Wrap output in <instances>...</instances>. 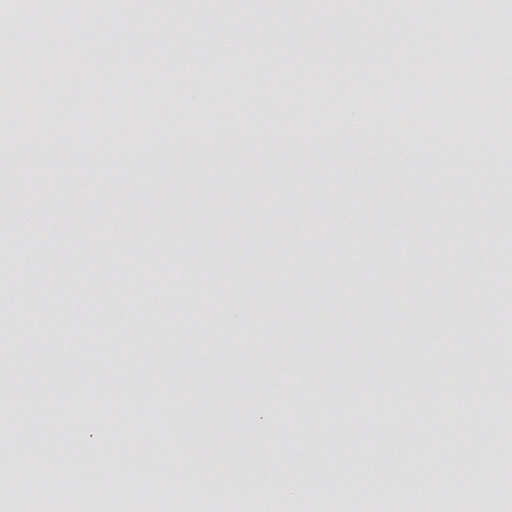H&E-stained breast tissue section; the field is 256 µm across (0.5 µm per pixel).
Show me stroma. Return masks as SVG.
Instances as JSON below:
<instances>
[{
	"label": "stroma",
	"mask_w": 512,
	"mask_h": 512,
	"mask_svg": "<svg viewBox=\"0 0 512 512\" xmlns=\"http://www.w3.org/2000/svg\"><path fill=\"white\" fill-rule=\"evenodd\" d=\"M38 3L0 46V99L28 86L44 149L0 108V459L23 472L0 512H56L21 487L63 472L138 512L116 492L157 448L153 512H512L453 478L494 455L512 483V429L470 428L512 409L479 362L512 347V187L477 152L512 120L474 93L489 68L512 92V58L487 64L512 0Z\"/></svg>",
	"instance_id": "obj_1"
}]
</instances>
